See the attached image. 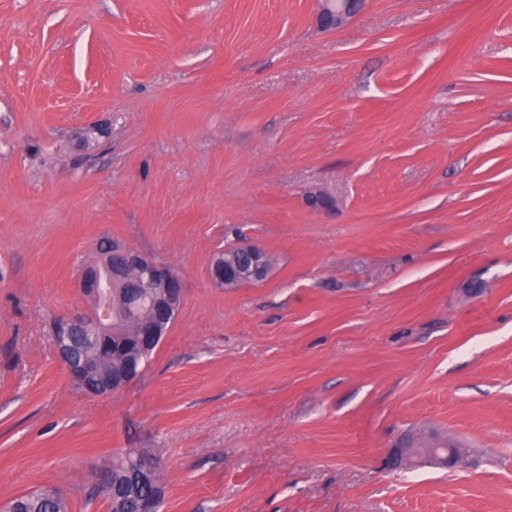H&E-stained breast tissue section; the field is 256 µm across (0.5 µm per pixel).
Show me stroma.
<instances>
[{
	"label": "stroma",
	"mask_w": 512,
	"mask_h": 512,
	"mask_svg": "<svg viewBox=\"0 0 512 512\" xmlns=\"http://www.w3.org/2000/svg\"><path fill=\"white\" fill-rule=\"evenodd\" d=\"M313 11L0 0V508L110 512L97 475L132 449L159 512H512V0ZM112 239L184 297L97 397L53 327ZM239 242L274 268L228 291ZM417 432L462 464L390 469ZM314 23L320 31H335L348 25L364 8L366 0H313ZM236 248L250 256V275L243 276L237 273L232 276L226 270L223 273L222 268L214 261L209 268L210 280L225 289L243 288L265 281L269 276L268 269L271 266L267 252L263 248L249 243L237 244ZM6 509L12 512H67V506L60 493L51 487L22 494L13 498Z\"/></svg>",
	"instance_id": "35a3bbf8"
}]
</instances>
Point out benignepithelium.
I'll return each mask as SVG.
<instances>
[{"label": "benign epithelium", "mask_w": 512, "mask_h": 512, "mask_svg": "<svg viewBox=\"0 0 512 512\" xmlns=\"http://www.w3.org/2000/svg\"><path fill=\"white\" fill-rule=\"evenodd\" d=\"M315 3L314 23L320 31H335L348 25L364 8L366 0H313ZM306 204L315 210H323L335 206V201L320 192L305 194ZM236 248L251 258L250 275H231L222 270L215 262L209 268V278L215 284L226 289L243 288L258 284L268 277L271 266L267 252L254 244L240 243ZM146 288L150 296V306L158 315L149 323L144 332L143 345L156 350L173 323L183 300V280L172 267L149 260L139 252L118 240L112 241L111 252L104 265L99 267L90 264L84 269L79 280L81 292L95 291L101 279L111 285H123L131 278ZM82 329H90L103 334L112 333V307L104 310L75 311L55 327V343L61 362L70 377L82 383L90 377L96 378V385L89 390L93 396H108L126 388L141 370L124 371L116 374L102 373L101 365L93 359L76 360L72 357L70 337ZM391 457L401 466L446 468L460 460L455 448L448 449L446 454L431 446H420L413 437L409 438L401 448H396ZM136 480L141 485L152 484L156 488L155 495L140 500V512H157L163 486L158 484L157 464L145 457H137L134 466Z\"/></svg>", "instance_id": "7a95c632"}]
</instances>
